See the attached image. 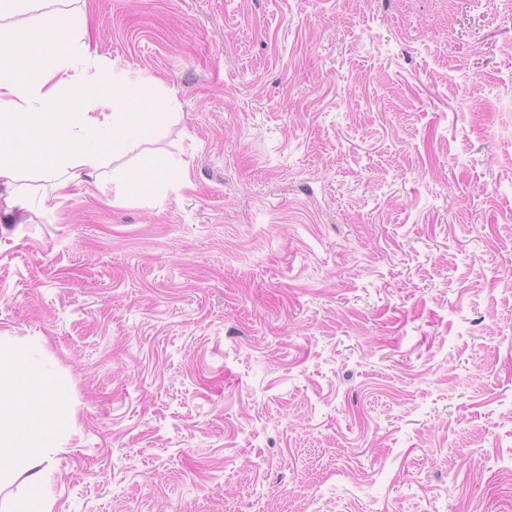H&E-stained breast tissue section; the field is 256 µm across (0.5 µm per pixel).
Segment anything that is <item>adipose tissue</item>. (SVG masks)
Here are the masks:
<instances>
[{"mask_svg": "<svg viewBox=\"0 0 512 512\" xmlns=\"http://www.w3.org/2000/svg\"><path fill=\"white\" fill-rule=\"evenodd\" d=\"M1 20L10 46L0 51V202L14 212L28 207L16 171L29 146L47 150L36 161L44 181L58 182L76 156L95 184L102 154L145 140L154 115L144 111L141 93H103L104 73L76 87L75 62L90 56L91 47L71 13L39 10L33 0H0ZM75 89L91 100V111H75ZM66 387L65 378H44L33 358L0 343V472L25 473L32 490L19 512H50L41 467L70 421L61 404Z\"/></svg>", "mask_w": 512, "mask_h": 512, "instance_id": "1", "label": "adipose tissue"}]
</instances>
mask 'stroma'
Instances as JSON below:
<instances>
[{"label":"stroma","instance_id":"1","mask_svg":"<svg viewBox=\"0 0 512 512\" xmlns=\"http://www.w3.org/2000/svg\"><path fill=\"white\" fill-rule=\"evenodd\" d=\"M70 9L156 128L0 209L52 512H512V0Z\"/></svg>","mask_w":512,"mask_h":512}]
</instances>
